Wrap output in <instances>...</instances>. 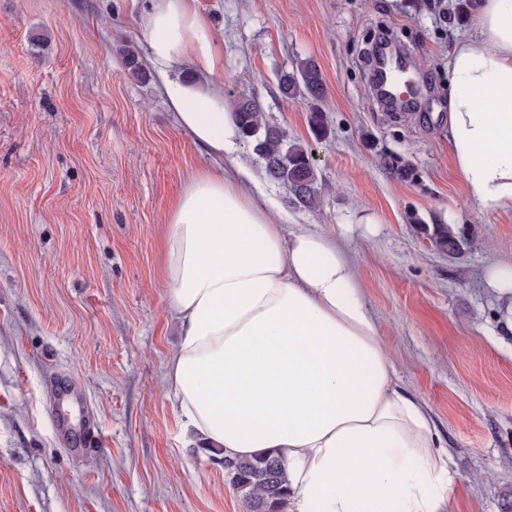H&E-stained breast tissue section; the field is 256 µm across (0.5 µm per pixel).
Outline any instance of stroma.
<instances>
[{"label": "stroma", "mask_w": 512, "mask_h": 512, "mask_svg": "<svg viewBox=\"0 0 512 512\" xmlns=\"http://www.w3.org/2000/svg\"><path fill=\"white\" fill-rule=\"evenodd\" d=\"M455 0H196L219 36L204 83L262 104L315 154L319 210L289 205L243 144L233 154L287 207L292 229L322 230L357 262L395 383L420 399L448 451L442 512L512 503V335L481 278L512 258V213L472 217L448 139V54L472 28L443 20ZM130 0H0V512H248L179 417L165 376L181 339L161 272L167 207L211 163L174 121L156 79L124 70L122 42L146 54ZM397 41L427 90L388 111L366 50ZM315 59L328 138L310 104L284 99L277 74ZM417 169L400 180L378 163ZM463 224L469 244L439 253L416 221ZM76 386L58 406L52 381ZM105 442L72 454L86 418ZM67 431H60V424ZM489 473L483 483L472 476Z\"/></svg>", "instance_id": "1"}]
</instances>
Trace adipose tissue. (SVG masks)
Listing matches in <instances>:
<instances>
[{"mask_svg":"<svg viewBox=\"0 0 512 512\" xmlns=\"http://www.w3.org/2000/svg\"><path fill=\"white\" fill-rule=\"evenodd\" d=\"M137 23L177 125L213 161L166 218L168 303L182 329L167 385L179 414L224 455L284 460L290 512H440L448 455L423 403L393 380L353 263L323 232H287V212L255 203L249 168L224 163L239 131L223 96L201 89L219 65L206 18L194 0H152ZM448 73L467 208L510 213L512 0H480ZM482 278L512 334V259L490 261Z\"/></svg>","mask_w":512,"mask_h":512,"instance_id":"1","label":"adipose tissue"}]
</instances>
